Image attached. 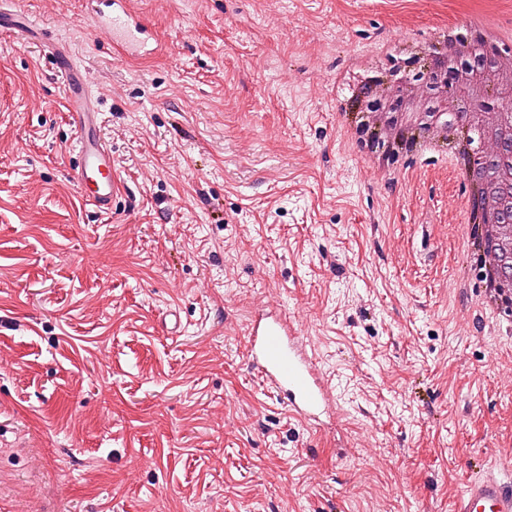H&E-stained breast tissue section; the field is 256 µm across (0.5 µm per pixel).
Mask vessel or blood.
I'll return each mask as SVG.
<instances>
[{
    "instance_id": "vessel-or-blood-1",
    "label": "vessel or blood",
    "mask_w": 512,
    "mask_h": 512,
    "mask_svg": "<svg viewBox=\"0 0 512 512\" xmlns=\"http://www.w3.org/2000/svg\"><path fill=\"white\" fill-rule=\"evenodd\" d=\"M95 29L110 41L115 58L143 59L157 39L132 0H85ZM0 39L42 45L63 86L62 107L72 131L65 165L81 200L102 216H111L112 201L122 184L112 169V151L100 132V110L88 70L63 42L48 41L35 16L16 6H0ZM245 361L251 372L275 392L278 402L299 421L323 423L332 388L315 358L300 340L299 321L280 307L254 315L247 324ZM454 512H512V476L485 474L468 480Z\"/></svg>"
}]
</instances>
